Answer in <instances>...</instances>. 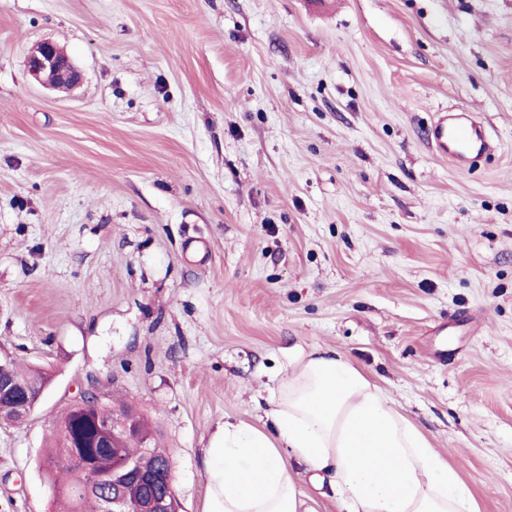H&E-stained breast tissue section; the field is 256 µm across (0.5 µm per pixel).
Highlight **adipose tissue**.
Wrapping results in <instances>:
<instances>
[{
    "mask_svg": "<svg viewBox=\"0 0 512 512\" xmlns=\"http://www.w3.org/2000/svg\"><path fill=\"white\" fill-rule=\"evenodd\" d=\"M204 512H305L300 475L341 512H478L470 487L382 388L340 352H299L262 426L225 421L205 450Z\"/></svg>",
    "mask_w": 512,
    "mask_h": 512,
    "instance_id": "ef3b65f1",
    "label": "adipose tissue"
}]
</instances>
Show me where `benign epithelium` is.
<instances>
[{"mask_svg": "<svg viewBox=\"0 0 512 512\" xmlns=\"http://www.w3.org/2000/svg\"><path fill=\"white\" fill-rule=\"evenodd\" d=\"M29 73L43 83L58 89H69L79 81L80 74L64 51L50 41L33 45L28 53ZM0 393L11 395L20 410L31 413L40 403L43 393L36 392L20 382L1 384ZM76 403L89 416L98 413L100 398L92 391H82ZM131 429V412L118 410L110 419L91 425L89 432L75 434L71 440V459L78 462L77 474L86 484L96 487L101 497L103 512H126V490L135 486L140 491V512H177L172 485L173 472H166L168 487L161 486V478L152 472L116 463L107 473L99 472L103 460L116 457L120 445L115 434L116 424Z\"/></svg>", "mask_w": 512, "mask_h": 512, "instance_id": "7a95c632", "label": "benign epithelium"}]
</instances>
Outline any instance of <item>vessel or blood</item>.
Here are the masks:
<instances>
[{"label":"vessel or blood","mask_w":512,"mask_h":512,"mask_svg":"<svg viewBox=\"0 0 512 512\" xmlns=\"http://www.w3.org/2000/svg\"><path fill=\"white\" fill-rule=\"evenodd\" d=\"M430 136L437 151L459 167L471 164L492 145L484 127L468 112L440 113Z\"/></svg>","instance_id":"1"}]
</instances>
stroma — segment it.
Listing matches in <instances>:
<instances>
[{
	"mask_svg": "<svg viewBox=\"0 0 512 512\" xmlns=\"http://www.w3.org/2000/svg\"><path fill=\"white\" fill-rule=\"evenodd\" d=\"M41 41L75 88L28 72ZM442 111L494 150L452 165ZM317 345L512 512V0H0V357L51 376L0 421V512H65L87 389L203 512L212 432ZM27 67L33 77L53 88L69 89L80 78L79 71L64 51L51 41L39 42L30 48ZM83 421V415L79 409L74 407L72 404L69 410L61 417L57 424L56 441L54 446L56 448V452L58 450L59 453H65L67 434L72 433L77 426L82 424Z\"/></svg>",
	"mask_w": 512,
	"mask_h": 512,
	"instance_id": "35a3bbf8",
	"label": "stroma"
}]
</instances>
